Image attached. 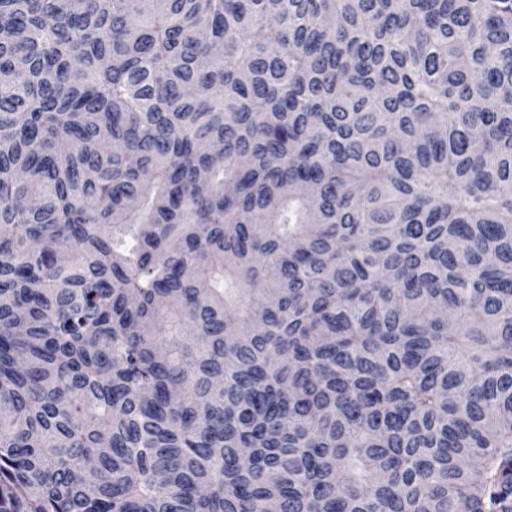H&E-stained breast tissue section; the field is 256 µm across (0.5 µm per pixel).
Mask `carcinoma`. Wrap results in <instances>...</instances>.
<instances>
[{
  "label": "carcinoma",
  "mask_w": 512,
  "mask_h": 512,
  "mask_svg": "<svg viewBox=\"0 0 512 512\" xmlns=\"http://www.w3.org/2000/svg\"><path fill=\"white\" fill-rule=\"evenodd\" d=\"M512 512V0H0V512Z\"/></svg>",
  "instance_id": "carcinoma-1"
}]
</instances>
